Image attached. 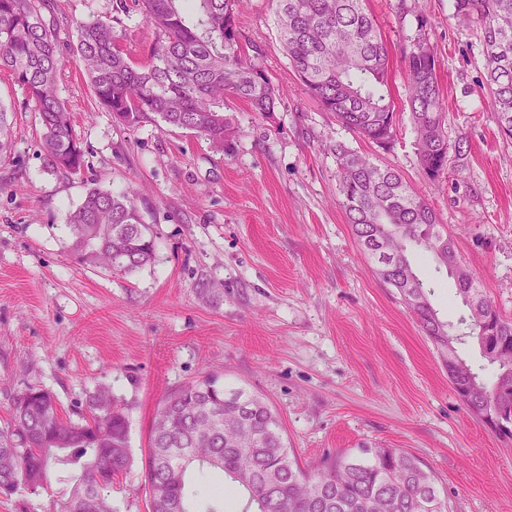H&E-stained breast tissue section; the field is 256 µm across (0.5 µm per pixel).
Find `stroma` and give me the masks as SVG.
Listing matches in <instances>:
<instances>
[{
  "mask_svg": "<svg viewBox=\"0 0 512 512\" xmlns=\"http://www.w3.org/2000/svg\"><path fill=\"white\" fill-rule=\"evenodd\" d=\"M63 66L59 98L86 151L81 173L52 172L24 90L0 76L12 111L0 150V428L8 398L46 388L63 412L106 385L130 425L132 468L112 491L117 512H147L142 467L155 409L212 373L265 397L300 465L316 469L367 448H400L434 473L453 512H512V439L457 397L448 369L394 288L371 270L339 204L331 146L341 140L399 169L432 205L457 255L512 319V141L484 89L481 31L452 0H368L389 51L397 137L382 150L356 138L303 90L276 36L270 0L238 21L247 57L285 95L274 119L232 102V152L185 129L130 128L97 106L76 50L77 22L111 19L117 0H51ZM405 10H398V3ZM431 19L448 168L423 177L401 58L416 14ZM136 193L155 243L127 274L76 262L67 218L89 188ZM413 266L454 321L466 309L431 254Z\"/></svg>",
  "mask_w": 512,
  "mask_h": 512,
  "instance_id": "stroma-1",
  "label": "stroma"
}]
</instances>
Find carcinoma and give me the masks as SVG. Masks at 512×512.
<instances>
[{"instance_id":"cac0c4a2","label":"carcinoma","mask_w":512,"mask_h":512,"mask_svg":"<svg viewBox=\"0 0 512 512\" xmlns=\"http://www.w3.org/2000/svg\"><path fill=\"white\" fill-rule=\"evenodd\" d=\"M157 40L136 63L118 44L114 23L99 17L77 23V51L101 108L128 127L152 120L192 131L229 153L240 136L227 102L246 103L269 119L284 96L268 70L239 47L237 23L246 0H135ZM276 33L309 95L355 136L382 150L397 133L390 58L367 0H271ZM457 16L479 24L486 59V85L502 137L512 140V0H453ZM428 15H416L402 65L408 104L417 132L423 175L434 181L448 168L445 112L426 31ZM50 0H0V73L25 90L38 112L40 146L48 165L78 174L85 166L70 113L55 93L63 56ZM351 233L376 273L396 289L424 335L452 343L468 386L465 406L478 418L512 415V321L505 319L475 280L456 275L455 244L431 204L398 170L382 167L346 143L332 147ZM383 224L405 234L391 261L377 240ZM70 251L83 265L131 273L154 258V240L142 223L131 190L89 189L68 217ZM442 247L435 256L454 276L456 294L468 310L457 322L439 316L431 292L411 256ZM496 369L486 382L458 354L467 339ZM506 353L494 357L493 348ZM10 425L0 432V495H37L56 482V512H113L104 491L132 466L129 422L107 386L86 398L81 419L61 414L55 395L30 386L15 393ZM368 459L339 457L314 474L300 466L278 414L261 397L227 389L210 374L189 382L158 408L147 444L144 488L149 512H191L189 472L211 469L246 497L243 512H450L435 477L418 458L399 448H372Z\"/></svg>"}]
</instances>
